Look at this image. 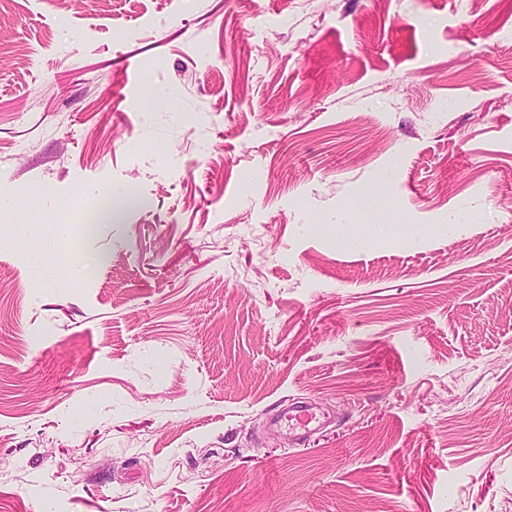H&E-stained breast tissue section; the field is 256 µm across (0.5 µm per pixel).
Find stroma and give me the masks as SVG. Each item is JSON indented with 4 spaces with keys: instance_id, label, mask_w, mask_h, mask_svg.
I'll return each instance as SVG.
<instances>
[{
    "instance_id": "1",
    "label": "stroma",
    "mask_w": 512,
    "mask_h": 512,
    "mask_svg": "<svg viewBox=\"0 0 512 512\" xmlns=\"http://www.w3.org/2000/svg\"><path fill=\"white\" fill-rule=\"evenodd\" d=\"M0 512H512V0H0ZM317 420L314 409L307 404L288 406L274 420L276 426H287L289 439H301L303 433H296L298 430H308L310 424Z\"/></svg>"
}]
</instances>
